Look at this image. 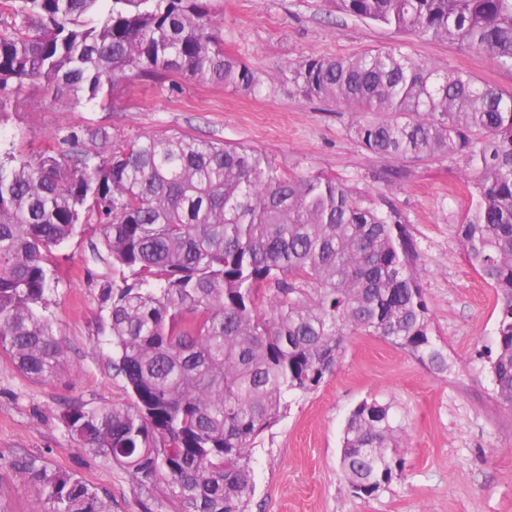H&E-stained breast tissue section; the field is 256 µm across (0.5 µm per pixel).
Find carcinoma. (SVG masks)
<instances>
[{
    "instance_id": "obj_1",
    "label": "carcinoma",
    "mask_w": 512,
    "mask_h": 512,
    "mask_svg": "<svg viewBox=\"0 0 512 512\" xmlns=\"http://www.w3.org/2000/svg\"><path fill=\"white\" fill-rule=\"evenodd\" d=\"M340 12L491 52L512 69V0H336ZM0 105L41 81L89 105L131 79L179 78L259 92L224 52L206 0H0ZM342 103L371 153L460 157L473 188L454 225L495 291L496 401L512 410V93L441 70L400 46L285 64L269 85ZM84 224L119 278L101 293L112 368L132 406L75 403L63 421L84 448L141 486L161 480L178 512H247L251 450L324 382L352 336L450 369L414 273L417 243L393 208L345 183L280 170L243 146L180 132L88 150L69 168L49 151L0 159V350L30 379L64 367L44 314L52 249ZM405 430L392 407L350 413L339 464L372 497L400 476ZM52 512H111L83 480L21 467Z\"/></svg>"
}]
</instances>
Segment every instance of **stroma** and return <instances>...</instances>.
<instances>
[{"instance_id": "35a3bbf8", "label": "stroma", "mask_w": 512, "mask_h": 512, "mask_svg": "<svg viewBox=\"0 0 512 512\" xmlns=\"http://www.w3.org/2000/svg\"><path fill=\"white\" fill-rule=\"evenodd\" d=\"M210 8L225 52L264 78L292 60L399 44L439 68L460 69L512 92V69L491 53L396 32L338 11L333 0H210ZM351 122L345 109L287 84L254 95L185 79L161 86L142 80L90 107L31 82L0 107V157L51 151L70 164L91 148L108 153L104 133L132 140L181 132L249 147L281 170L333 178L365 202L392 205L416 240L415 274L453 368L437 375L382 340L350 339L321 387L293 401L257 439L248 512H512V410L495 401L483 362L495 347V296L454 236L470 199L463 163L373 155L356 142ZM73 129L83 138L69 140ZM97 238V226L86 225L51 257L56 283L46 314L63 344L65 371L37 382L0 353V512H51L38 486L20 473L30 460L82 478L112 512H176L163 483L137 485L81 447L61 421L75 402H130L122 377L98 347L100 290L116 273L106 256L92 253ZM364 401L391 404L408 445L405 471L371 498L354 493L338 464L346 420Z\"/></svg>"}]
</instances>
